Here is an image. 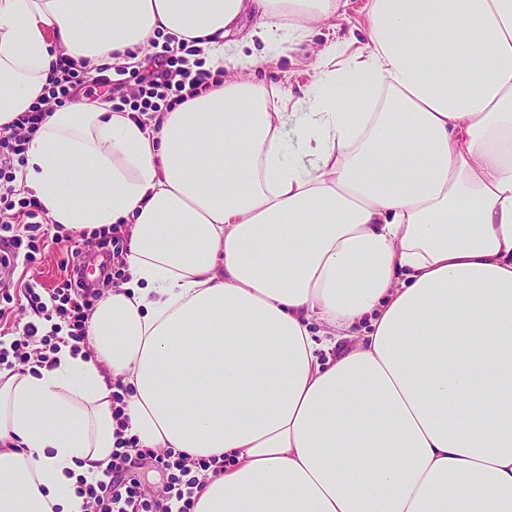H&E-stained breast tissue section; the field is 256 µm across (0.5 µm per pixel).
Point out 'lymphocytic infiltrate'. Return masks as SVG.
Listing matches in <instances>:
<instances>
[{"instance_id":"obj_1","label":"lymphocytic infiltrate","mask_w":512,"mask_h":512,"mask_svg":"<svg viewBox=\"0 0 512 512\" xmlns=\"http://www.w3.org/2000/svg\"><path fill=\"white\" fill-rule=\"evenodd\" d=\"M158 65L141 75L135 96L125 87L111 83L106 75H91L68 58H60L41 98L18 116L9 134H0V265L10 266L17 256L34 261L45 239V211L35 196L16 190V164L23 161L32 135L45 121L51 105L76 101L90 84L109 86L118 109L158 112L173 108L205 92L224 77L223 71L207 69L196 48L176 38H167ZM24 209L28 224L15 226L12 210ZM64 276L59 286L35 288L24 285L23 295L34 312L20 338L0 348V369L15 371L21 365L52 366L63 340L81 343L86 339L87 321L101 297L98 288L77 278L70 262L62 264ZM167 473L169 481L160 498L149 496L140 479L145 463ZM222 465L211 459H193L170 450L139 449L131 440L118 438L106 468L107 480L90 481L79 477L76 493L83 499L84 512H191L193 490L206 472L220 473Z\"/></svg>"}]
</instances>
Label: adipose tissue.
Returning a JSON list of instances; mask_svg holds the SVG:
<instances>
[{
	"label": "adipose tissue",
	"instance_id": "obj_1",
	"mask_svg": "<svg viewBox=\"0 0 512 512\" xmlns=\"http://www.w3.org/2000/svg\"><path fill=\"white\" fill-rule=\"evenodd\" d=\"M350 0H0V128L59 56L186 39L167 112L55 108L15 187L119 227L79 352L0 372V512H81L117 435L222 460L193 512H512V0H368L292 96L244 77ZM343 448H363L362 459ZM256 23L257 19L251 15H246L242 17L238 24L229 32L228 36L226 37V40L232 41L237 45H248L245 46V53H254L256 54V56L262 57L265 55L266 52L263 51L262 45L260 43H256V47L254 48L249 46L251 40V33Z\"/></svg>",
	"mask_w": 512,
	"mask_h": 512
}]
</instances>
